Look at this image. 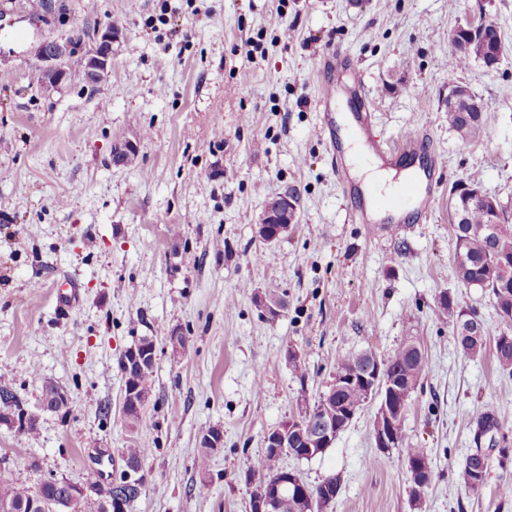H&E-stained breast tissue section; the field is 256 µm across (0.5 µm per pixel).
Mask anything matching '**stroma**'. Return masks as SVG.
Returning a JSON list of instances; mask_svg holds the SVG:
<instances>
[{"mask_svg":"<svg viewBox=\"0 0 512 512\" xmlns=\"http://www.w3.org/2000/svg\"><path fill=\"white\" fill-rule=\"evenodd\" d=\"M51 2L37 13L0 0V379L39 413L32 434L0 425L14 479L107 482L143 440L146 483L128 512H250L267 431L314 405L343 356L384 357L416 336L428 371L405 431L434 468L422 508L404 452L375 445L374 402L323 454L284 456L283 469L312 486L338 476L327 512H512V375L490 350L463 360L436 314L447 293L487 339L502 329L488 293L456 278L449 199L475 184L512 220V0ZM116 16L122 38L103 81L40 85L38 42L75 40L76 65ZM480 18L500 27L502 56L456 75L484 119L464 144L448 125L449 35ZM336 47L364 74L377 132L426 133L438 156L429 220L397 236L352 220L328 162L318 71ZM124 139L137 158L117 166L112 146ZM289 187L298 222L265 242L259 216ZM269 296L284 301L278 314L263 306ZM174 329L186 347L158 344L152 398L129 428L118 361L139 337ZM291 348L306 378L293 374ZM47 380L68 391L66 415L39 412ZM489 403L500 428L486 482L454 489ZM213 426L224 446L202 471L199 438Z\"/></svg>","mask_w":512,"mask_h":512,"instance_id":"obj_1","label":"stroma"}]
</instances>
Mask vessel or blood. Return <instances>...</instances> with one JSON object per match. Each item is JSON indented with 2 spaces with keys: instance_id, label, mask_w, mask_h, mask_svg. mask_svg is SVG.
Instances as JSON below:
<instances>
[{
  "instance_id": "obj_1",
  "label": "vessel or blood",
  "mask_w": 512,
  "mask_h": 512,
  "mask_svg": "<svg viewBox=\"0 0 512 512\" xmlns=\"http://www.w3.org/2000/svg\"><path fill=\"white\" fill-rule=\"evenodd\" d=\"M321 69L325 78L319 105L331 167L338 169L342 166L338 156V142L342 139L360 140L363 151L384 168L393 167L402 158L424 150L428 138L420 133L409 132L394 141L372 134L375 112L368 88L346 51L337 48L327 53L321 61ZM437 184L438 165L433 162L424 166L414 181L403 183L392 194L379 198L378 204L390 212L413 205L421 218H428Z\"/></svg>"
}]
</instances>
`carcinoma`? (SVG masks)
Segmentation results:
<instances>
[{
  "label": "carcinoma",
  "mask_w": 512,
  "mask_h": 512,
  "mask_svg": "<svg viewBox=\"0 0 512 512\" xmlns=\"http://www.w3.org/2000/svg\"><path fill=\"white\" fill-rule=\"evenodd\" d=\"M448 53V73L456 75L466 68L471 60H481L487 49L484 38L480 35L472 37L465 51L460 52L456 43H451ZM448 125L455 132L458 140L469 143L477 139L483 129L482 113L471 112L464 104L448 102ZM507 223L508 218L502 209L493 212L485 205L473 204L466 212V222L454 225L455 245L465 244L460 253H454V268L457 279L467 285L480 288L492 297L494 306L504 329L495 337L494 351L499 368L512 375V287L501 285L502 273L500 261H506L512 266V232L507 234L485 235L477 233V228L492 220ZM439 315L452 322H457L463 316L457 302L449 294L440 297L438 304ZM461 355L465 359H477L483 355L487 340L485 335L455 337ZM375 354L363 351L348 354L336 366L335 377L345 378L356 371H366L372 366ZM386 374L399 381L405 390L406 397H411L422 378L425 376L427 362L420 341L416 336H409L391 355L380 359ZM154 364L143 361L141 365H133L126 370L124 384L126 388L138 389L142 392L153 391ZM367 400V391L359 381H344L332 398V404L338 409H346L355 414ZM21 401L14 392L11 384L0 380V420H8L10 415L20 409ZM405 416L395 419L398 435L397 447L405 452V459L420 462L426 469H431L429 454L424 448L415 447L407 437L404 427ZM497 426L495 409L488 405L478 420V430L475 437L479 438L489 433ZM150 446L144 441L135 443L130 448L123 449L126 462L138 465L148 454ZM290 455L301 459L302 446L293 437H288L286 447L268 446L264 454L250 467L254 479L251 501H261L270 496L269 479L282 470V456ZM489 468V456L485 453L474 452L465 461L457 474L456 484L472 491L479 490L486 481ZM340 486L339 477H326L315 486H308L310 503L306 505L308 512H326L328 506L336 499L334 488ZM33 491L13 478L12 473L5 467H0V503L10 502L16 512H24L23 505L27 503Z\"/></svg>",
  "instance_id": "1"
}]
</instances>
